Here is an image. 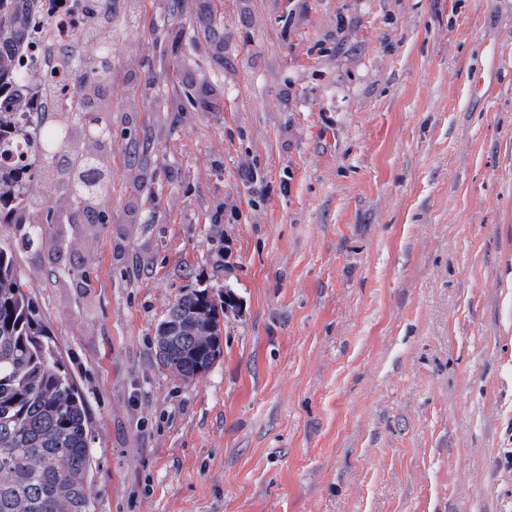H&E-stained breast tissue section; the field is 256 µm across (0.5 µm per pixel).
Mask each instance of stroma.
I'll list each match as a JSON object with an SVG mask.
<instances>
[{"label":"stroma","instance_id":"1","mask_svg":"<svg viewBox=\"0 0 512 512\" xmlns=\"http://www.w3.org/2000/svg\"><path fill=\"white\" fill-rule=\"evenodd\" d=\"M132 11L81 140L109 197L45 175L42 238L0 224L97 512H512V0ZM188 288L236 305L186 382L154 343Z\"/></svg>","mask_w":512,"mask_h":512}]
</instances>
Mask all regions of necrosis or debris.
<instances>
[{"instance_id":"obj_1","label":"necrosis or debris","mask_w":512,"mask_h":512,"mask_svg":"<svg viewBox=\"0 0 512 512\" xmlns=\"http://www.w3.org/2000/svg\"><path fill=\"white\" fill-rule=\"evenodd\" d=\"M108 7V0H38L34 30L19 63L21 73L41 76L33 114L82 111L83 102L75 92L86 63L85 45L79 35L86 12H102Z\"/></svg>"}]
</instances>
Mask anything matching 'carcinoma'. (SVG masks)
Returning a JSON list of instances; mask_svg holds the SVG:
<instances>
[{
    "mask_svg": "<svg viewBox=\"0 0 512 512\" xmlns=\"http://www.w3.org/2000/svg\"><path fill=\"white\" fill-rule=\"evenodd\" d=\"M37 0H0V224H21L32 240L43 227L27 214L36 199L35 177L44 161L5 156L37 137L23 122L37 81L17 71L16 53L26 42ZM88 62L83 87L112 72V59L99 52ZM71 165L97 170L94 181L73 186L78 203L109 193L110 170H98L77 142L65 144ZM221 319L206 290L190 288L157 328L159 363L184 381L211 368L223 354ZM49 326L22 289L11 248L0 243V512H96L91 492L89 418L70 372L60 365Z\"/></svg>",
    "mask_w": 512,
    "mask_h": 512,
    "instance_id": "obj_1",
    "label": "carcinoma"
}]
</instances>
